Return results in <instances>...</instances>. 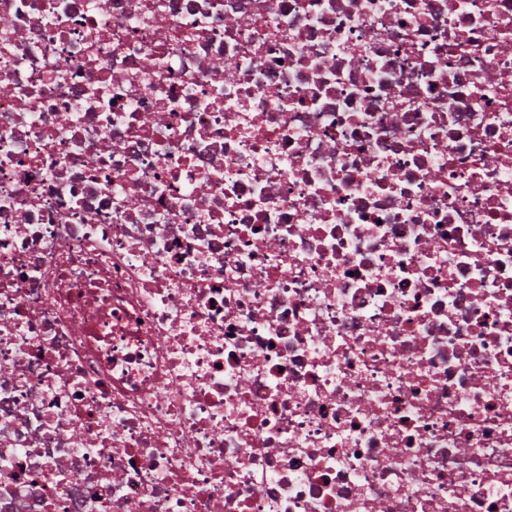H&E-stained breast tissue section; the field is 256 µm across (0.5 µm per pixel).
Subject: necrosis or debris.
<instances>
[{
	"label": "necrosis or debris",
	"mask_w": 512,
	"mask_h": 512,
	"mask_svg": "<svg viewBox=\"0 0 512 512\" xmlns=\"http://www.w3.org/2000/svg\"><path fill=\"white\" fill-rule=\"evenodd\" d=\"M0 512H512V0H0Z\"/></svg>",
	"instance_id": "1"
}]
</instances>
